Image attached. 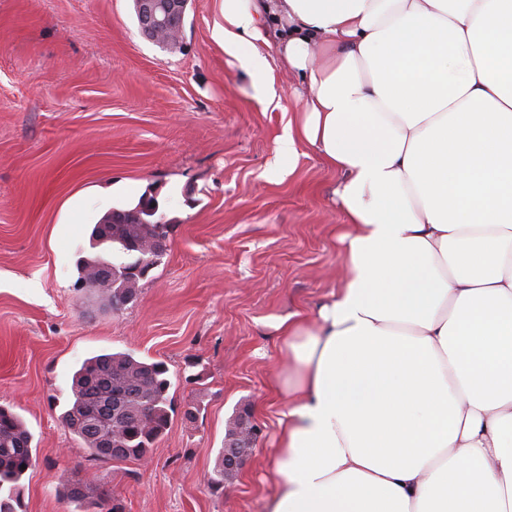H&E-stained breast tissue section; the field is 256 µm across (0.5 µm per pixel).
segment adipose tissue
<instances>
[{"mask_svg": "<svg viewBox=\"0 0 512 512\" xmlns=\"http://www.w3.org/2000/svg\"><path fill=\"white\" fill-rule=\"evenodd\" d=\"M216 32L281 102L279 144L340 175L347 276L275 330L264 512H512V0H223Z\"/></svg>", "mask_w": 512, "mask_h": 512, "instance_id": "obj_1", "label": "adipose tissue"}]
</instances>
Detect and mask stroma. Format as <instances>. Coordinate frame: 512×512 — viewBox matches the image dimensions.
<instances>
[{
	"label": "stroma",
	"instance_id": "stroma-1",
	"mask_svg": "<svg viewBox=\"0 0 512 512\" xmlns=\"http://www.w3.org/2000/svg\"><path fill=\"white\" fill-rule=\"evenodd\" d=\"M222 8L188 0L170 49L141 36L134 0H0V403L37 446L24 512H77L61 494L76 475L124 512H262L272 490L271 383L288 365L273 325L343 282L342 216L315 149L276 155L300 119V77L275 66L288 102L258 104L214 37ZM145 193L168 250L115 312L77 287L76 264L99 218ZM103 351L169 369L170 424L147 461L92 460L59 419L73 370ZM243 404L258 442L216 493L208 478Z\"/></svg>",
	"mask_w": 512,
	"mask_h": 512
}]
</instances>
